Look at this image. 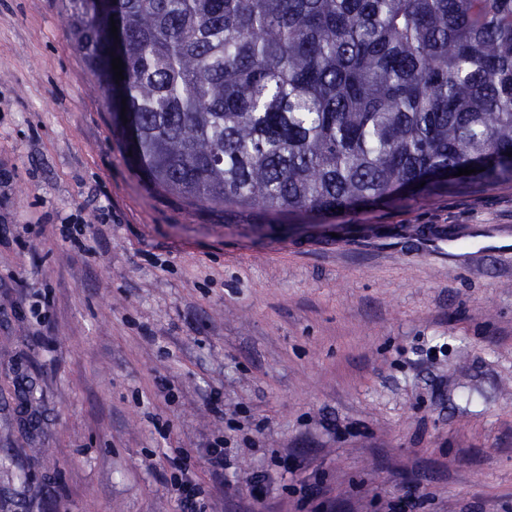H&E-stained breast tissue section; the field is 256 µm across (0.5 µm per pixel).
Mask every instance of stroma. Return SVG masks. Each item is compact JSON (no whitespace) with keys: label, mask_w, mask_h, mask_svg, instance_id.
Wrapping results in <instances>:
<instances>
[{"label":"stroma","mask_w":512,"mask_h":512,"mask_svg":"<svg viewBox=\"0 0 512 512\" xmlns=\"http://www.w3.org/2000/svg\"><path fill=\"white\" fill-rule=\"evenodd\" d=\"M512 183L319 217L151 183L63 0H0V512H512ZM225 439L223 475L203 462ZM187 468L185 467L182 471L180 479L171 485V494L179 502L182 511L184 512H208L204 503V498L198 499L201 496V491L196 484L187 476L188 471L185 473Z\"/></svg>","instance_id":"1"}]
</instances>
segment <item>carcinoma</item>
Returning <instances> with one entry per match:
<instances>
[{
    "mask_svg": "<svg viewBox=\"0 0 512 512\" xmlns=\"http://www.w3.org/2000/svg\"><path fill=\"white\" fill-rule=\"evenodd\" d=\"M139 167L224 208L512 181V0H65ZM115 21L124 79L106 56ZM476 168L452 181L433 175Z\"/></svg>",
    "mask_w": 512,
    "mask_h": 512,
    "instance_id": "1",
    "label": "carcinoma"
}]
</instances>
